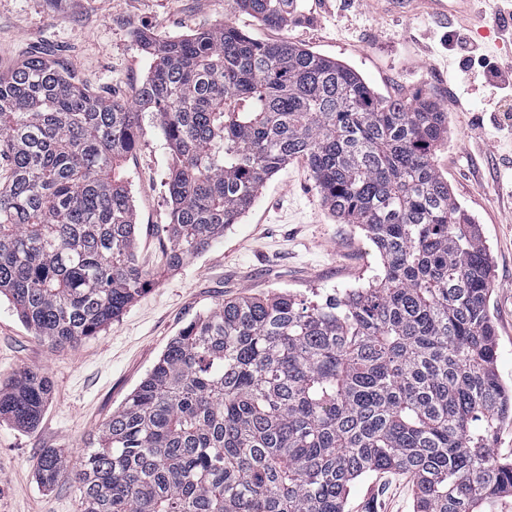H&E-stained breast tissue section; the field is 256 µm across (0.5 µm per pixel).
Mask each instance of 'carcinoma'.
<instances>
[{
	"mask_svg": "<svg viewBox=\"0 0 512 512\" xmlns=\"http://www.w3.org/2000/svg\"><path fill=\"white\" fill-rule=\"evenodd\" d=\"M297 7L233 0L278 27ZM136 39L154 64L132 104L39 56L0 73V297L34 336H95L153 284L124 174L147 113L173 153L160 264L207 251L301 157L382 269L318 301L217 304L172 338L78 464L39 456L40 483L71 479L82 512H344L364 476L402 472L415 512H495L512 497V459L492 451L512 392L494 369L489 249L432 162L448 113L229 22ZM51 389L19 371L0 384V419L34 427Z\"/></svg>",
	"mask_w": 512,
	"mask_h": 512,
	"instance_id": "1",
	"label": "carcinoma"
}]
</instances>
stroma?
<instances>
[{
    "instance_id": "obj_1",
    "label": "stroma",
    "mask_w": 512,
    "mask_h": 512,
    "mask_svg": "<svg viewBox=\"0 0 512 512\" xmlns=\"http://www.w3.org/2000/svg\"><path fill=\"white\" fill-rule=\"evenodd\" d=\"M447 18L389 12L382 0H299L288 28L261 25L228 0H0V70L38 52L89 92L130 99L153 65L137 32L175 36L224 22L261 41L285 39L346 63L380 95L412 102L426 93L448 114V138L433 161L454 198L479 225L492 256L489 311L496 370L512 384V93L489 113L495 93L479 73L461 74ZM146 133L125 163L139 224L138 254L156 282L98 335L67 348L35 337L0 302V381L36 367L53 383L33 429L0 422V512H81L75 485L42 486L35 465L46 448L78 460L90 436L140 384L169 341L224 299L287 292L316 300L367 285L380 258L366 236L324 204L303 159L268 181L240 223L175 270L158 265L156 227L169 221L165 182L172 155L160 130ZM345 512H413L407 478L372 474L353 488Z\"/></svg>"
}]
</instances>
